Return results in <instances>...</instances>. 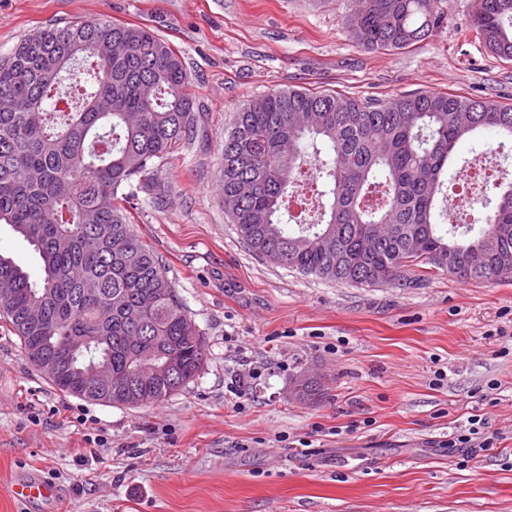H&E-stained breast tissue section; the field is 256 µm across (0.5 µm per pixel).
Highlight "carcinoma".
I'll return each instance as SVG.
<instances>
[{
  "label": "carcinoma",
  "instance_id": "1",
  "mask_svg": "<svg viewBox=\"0 0 512 512\" xmlns=\"http://www.w3.org/2000/svg\"><path fill=\"white\" fill-rule=\"evenodd\" d=\"M363 48L400 50L447 18L441 0H340ZM469 28L512 60V0H479ZM89 80L67 112L52 111L62 73L76 62ZM0 224L39 254L40 281L0 253V318L30 360L70 363L48 380L63 393L130 406L157 403L204 368L206 348L151 247L132 230L128 205L149 191L154 159L197 127L181 57L146 27L100 19L43 27L0 59ZM488 130L512 141V106L418 91L388 99L275 90L246 103L224 133V211L257 256L319 279L398 288L416 267L460 280L512 277V177L492 185L495 206L472 239L438 227L456 147ZM328 207L290 229L284 199L309 155ZM149 362L154 379L133 385ZM108 362L118 383L79 393L77 377ZM308 378L298 401L316 403Z\"/></svg>",
  "mask_w": 512,
  "mask_h": 512
}]
</instances>
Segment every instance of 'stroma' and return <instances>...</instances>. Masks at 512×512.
Instances as JSON below:
<instances>
[{
	"mask_svg": "<svg viewBox=\"0 0 512 512\" xmlns=\"http://www.w3.org/2000/svg\"><path fill=\"white\" fill-rule=\"evenodd\" d=\"M442 7L416 45L368 51L338 0H0V58L85 18L150 28L182 57L199 129L157 160L167 202L141 195L133 230L207 348L168 399L112 406L59 391L0 319V512H21L10 487L30 475L58 489L30 512H512V277L326 282L254 255L221 202L224 131L268 92L512 105V61L468 29L476 0ZM304 371L317 403L290 394ZM471 415L497 440L465 456L448 441Z\"/></svg>",
	"mask_w": 512,
	"mask_h": 512,
	"instance_id": "35a3bbf8",
	"label": "stroma"
}]
</instances>
